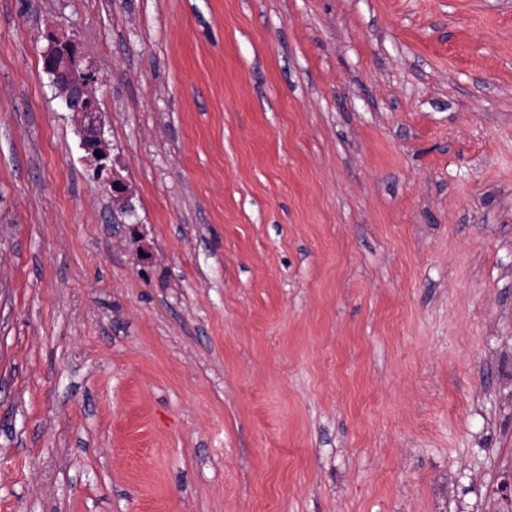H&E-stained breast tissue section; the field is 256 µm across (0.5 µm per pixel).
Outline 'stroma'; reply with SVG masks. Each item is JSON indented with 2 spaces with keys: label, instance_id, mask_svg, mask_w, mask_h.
<instances>
[{
  "label": "stroma",
  "instance_id": "35a3bbf8",
  "mask_svg": "<svg viewBox=\"0 0 512 512\" xmlns=\"http://www.w3.org/2000/svg\"><path fill=\"white\" fill-rule=\"evenodd\" d=\"M507 355L512 0H0V512H502ZM43 66L67 109L79 121L81 147L97 161L93 177L101 181L110 194L112 191L123 194L122 187L112 181L107 164L102 163L108 159V154L105 151L104 128L98 116V102L92 87L95 81L92 68L81 67L75 43L64 38H55L50 42L43 55ZM96 154H103V157L97 158Z\"/></svg>",
  "mask_w": 512,
  "mask_h": 512
}]
</instances>
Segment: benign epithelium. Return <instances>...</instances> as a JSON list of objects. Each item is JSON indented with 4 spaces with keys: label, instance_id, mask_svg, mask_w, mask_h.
<instances>
[{
    "label": "benign epithelium",
    "instance_id": "1",
    "mask_svg": "<svg viewBox=\"0 0 512 512\" xmlns=\"http://www.w3.org/2000/svg\"><path fill=\"white\" fill-rule=\"evenodd\" d=\"M43 66L67 109L79 121L81 147L93 158L101 155V158H97L93 177L102 182L107 192L122 193V187L112 181L105 164L108 154L105 151L104 128L99 120L98 102L93 91L95 76L92 68L81 67L75 43L64 38H55L50 42L43 55Z\"/></svg>",
    "mask_w": 512,
    "mask_h": 512
}]
</instances>
